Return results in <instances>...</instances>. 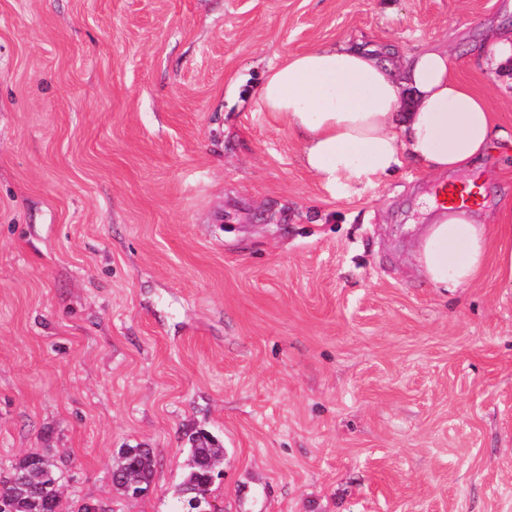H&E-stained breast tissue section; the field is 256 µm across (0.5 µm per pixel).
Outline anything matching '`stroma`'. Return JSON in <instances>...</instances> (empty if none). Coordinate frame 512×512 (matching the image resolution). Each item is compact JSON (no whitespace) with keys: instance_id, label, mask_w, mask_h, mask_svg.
I'll return each instance as SVG.
<instances>
[{"instance_id":"35a3bbf8","label":"stroma","mask_w":512,"mask_h":512,"mask_svg":"<svg viewBox=\"0 0 512 512\" xmlns=\"http://www.w3.org/2000/svg\"><path fill=\"white\" fill-rule=\"evenodd\" d=\"M494 27L512 0H0V476L37 452L67 512H183L202 429L217 512H512V286L414 259L437 183L512 201V150L334 192L258 98L320 43L448 46L511 125ZM473 54L486 71L496 73L512 60V32L492 31ZM121 461L118 467L129 465L134 467L133 472L141 487L146 488L151 484V478L155 467V460L151 449L148 448H123L120 449Z\"/></svg>"}]
</instances>
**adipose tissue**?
Instances as JSON below:
<instances>
[{"mask_svg":"<svg viewBox=\"0 0 512 512\" xmlns=\"http://www.w3.org/2000/svg\"><path fill=\"white\" fill-rule=\"evenodd\" d=\"M458 67L439 47L390 61L360 43L319 45L271 67L259 99L299 138L305 167L326 186L388 177L405 159L451 173L471 169L496 142L512 143V126L494 119ZM491 257L512 281V201L483 219L471 207L435 211L417 250L425 279L447 290L474 285Z\"/></svg>","mask_w":512,"mask_h":512,"instance_id":"1","label":"adipose tissue"}]
</instances>
